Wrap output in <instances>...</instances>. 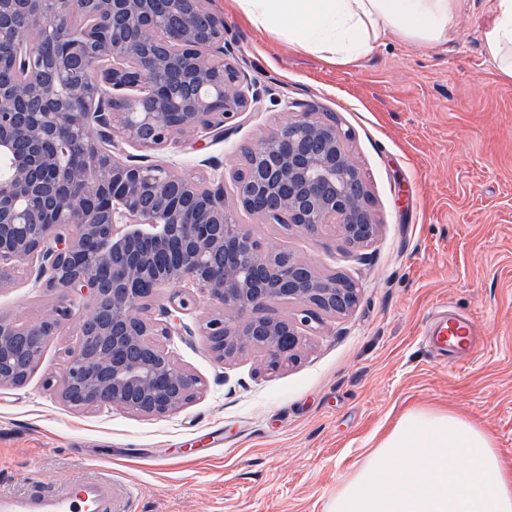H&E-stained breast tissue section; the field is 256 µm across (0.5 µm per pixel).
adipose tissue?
I'll return each mask as SVG.
<instances>
[{
    "label": "adipose tissue",
    "instance_id": "ef3b65f1",
    "mask_svg": "<svg viewBox=\"0 0 512 512\" xmlns=\"http://www.w3.org/2000/svg\"><path fill=\"white\" fill-rule=\"evenodd\" d=\"M255 27L330 63L352 64L380 36L447 43L461 0H234ZM485 52L512 79V0H490ZM331 512H512V471L492 434L445 408L407 412L337 488Z\"/></svg>",
    "mask_w": 512,
    "mask_h": 512
}]
</instances>
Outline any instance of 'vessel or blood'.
Segmentation results:
<instances>
[{"label":"vessel or blood","instance_id":"vessel-or-blood-1","mask_svg":"<svg viewBox=\"0 0 512 512\" xmlns=\"http://www.w3.org/2000/svg\"><path fill=\"white\" fill-rule=\"evenodd\" d=\"M424 334L438 350L463 353L472 346L471 321L465 316L437 314ZM113 499L111 475L90 473L24 492L0 489V512H114Z\"/></svg>","mask_w":512,"mask_h":512}]
</instances>
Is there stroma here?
<instances>
[{
    "mask_svg": "<svg viewBox=\"0 0 512 512\" xmlns=\"http://www.w3.org/2000/svg\"><path fill=\"white\" fill-rule=\"evenodd\" d=\"M485 2L466 0L445 46L389 36L338 66L254 28L232 0H209L262 101L224 136L150 160L188 174L206 160L229 167L288 119V102L336 114L372 193L376 242L354 250L331 231L314 237L243 211L237 220L263 243L352 278L359 301L326 318L302 360L275 374L255 352L219 360L202 334L214 311L191 302L166 347L199 390L161 417L70 408L53 381L75 339L50 337L27 381L0 388V487L25 491L95 468L112 475L116 512H328L368 449L406 411L428 406L480 422L512 469V80L484 51ZM36 276L24 270L0 290V315L31 321L56 304ZM440 304L470 317L476 334L452 364L420 336Z\"/></svg>",
    "mask_w": 512,
    "mask_h": 512,
    "instance_id": "1",
    "label": "stroma"
}]
</instances>
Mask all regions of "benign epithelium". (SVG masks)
<instances>
[{"instance_id":"1","label":"benign epithelium","mask_w":512,"mask_h":512,"mask_svg":"<svg viewBox=\"0 0 512 512\" xmlns=\"http://www.w3.org/2000/svg\"><path fill=\"white\" fill-rule=\"evenodd\" d=\"M30 17L26 28L0 9V36L13 54L0 65V287L20 266L50 267L46 287L57 305L41 320L0 317V387L20 386L37 366L47 339L87 308L65 351L59 395L75 409L113 407L161 416L193 397L198 378L179 367L157 337L180 333L175 312L195 288L221 315L207 323L217 358L247 351L277 371L300 359L304 332L322 316H346L358 301L340 277L286 250H266L234 204L266 222L317 235L331 228L361 248L379 231L371 192L348 151V133L333 114L322 119L292 101L294 118L251 149L252 167L213 169L186 177L148 153L198 135L224 134L225 124L261 102L249 76L227 58L224 18L207 0H9ZM112 35L78 38L71 21ZM51 29L62 44L46 59L33 39ZM95 85L74 136L68 104ZM137 150L115 151L116 139ZM112 162L103 181L97 162ZM169 256L155 275L153 251ZM170 290L162 318L150 315L155 295ZM281 301L293 318L271 313Z\"/></svg>"}]
</instances>
